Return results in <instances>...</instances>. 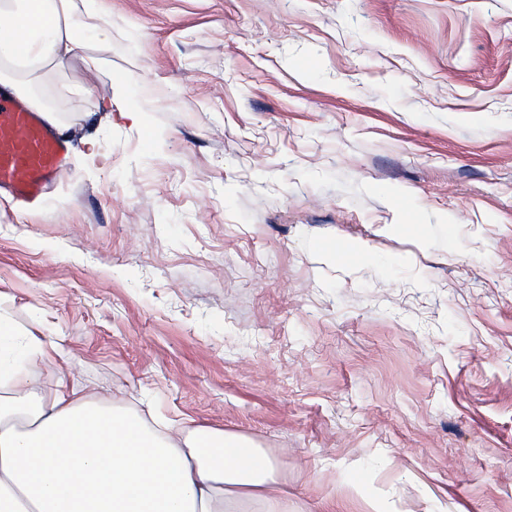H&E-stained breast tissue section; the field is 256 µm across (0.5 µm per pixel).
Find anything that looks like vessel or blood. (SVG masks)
I'll return each instance as SVG.
<instances>
[{
  "mask_svg": "<svg viewBox=\"0 0 512 512\" xmlns=\"http://www.w3.org/2000/svg\"><path fill=\"white\" fill-rule=\"evenodd\" d=\"M66 141L38 113L0 93V187L32 202L62 168Z\"/></svg>",
  "mask_w": 512,
  "mask_h": 512,
  "instance_id": "1",
  "label": "vessel or blood"
}]
</instances>
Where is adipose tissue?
Segmentation results:
<instances>
[{"label":"adipose tissue","instance_id":"obj_1","mask_svg":"<svg viewBox=\"0 0 512 512\" xmlns=\"http://www.w3.org/2000/svg\"><path fill=\"white\" fill-rule=\"evenodd\" d=\"M98 0H0V71L62 62L98 28ZM40 337L0 317V512H288L270 458L220 430L147 421L29 368Z\"/></svg>","mask_w":512,"mask_h":512}]
</instances>
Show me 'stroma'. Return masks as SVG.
Wrapping results in <instances>:
<instances>
[{
	"label": "stroma",
	"mask_w": 512,
	"mask_h": 512,
	"mask_svg": "<svg viewBox=\"0 0 512 512\" xmlns=\"http://www.w3.org/2000/svg\"><path fill=\"white\" fill-rule=\"evenodd\" d=\"M102 9L29 74L67 171L0 191L43 388L251 440L288 512H512V0Z\"/></svg>",
	"instance_id": "stroma-1"
}]
</instances>
